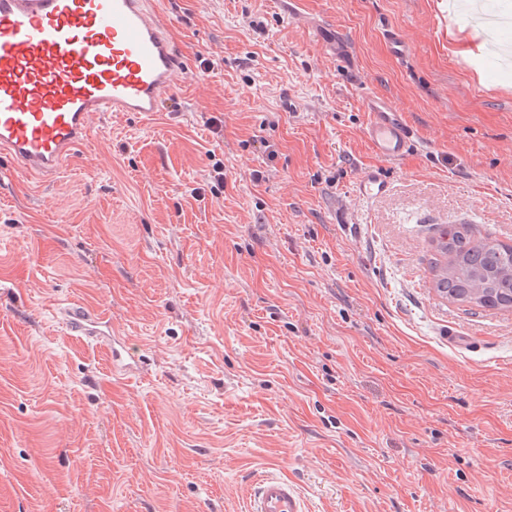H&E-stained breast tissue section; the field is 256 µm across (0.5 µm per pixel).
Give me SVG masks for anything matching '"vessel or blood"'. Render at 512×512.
I'll use <instances>...</instances> for the list:
<instances>
[{"label":"vessel or blood","instance_id":"b4317fda","mask_svg":"<svg viewBox=\"0 0 512 512\" xmlns=\"http://www.w3.org/2000/svg\"><path fill=\"white\" fill-rule=\"evenodd\" d=\"M187 61L151 0H0V157L29 175L62 172L87 139L95 112H157ZM364 136L376 155L398 160L412 147L401 112L383 95L363 99ZM389 184L366 173L357 193L373 198ZM81 336L101 335V315L60 310ZM247 512H306L296 482L259 477Z\"/></svg>","mask_w":512,"mask_h":512}]
</instances>
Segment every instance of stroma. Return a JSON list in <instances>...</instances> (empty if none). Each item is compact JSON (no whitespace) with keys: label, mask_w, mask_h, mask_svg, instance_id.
I'll return each instance as SVG.
<instances>
[{"label":"stroma","mask_w":512,"mask_h":512,"mask_svg":"<svg viewBox=\"0 0 512 512\" xmlns=\"http://www.w3.org/2000/svg\"><path fill=\"white\" fill-rule=\"evenodd\" d=\"M156 2L191 68L162 111L93 115L51 181L0 158V512H244L261 474L309 512H512V311L448 302L428 264L440 224L512 244V25L465 0ZM369 93L406 157L364 139ZM371 170L389 190L364 200ZM367 121L364 136L376 155L384 159L399 160L412 147V133L406 126L402 112L383 95L368 94L363 98ZM59 313L64 317L68 328L79 336H105L107 321L96 313H85L79 309L63 307Z\"/></svg>","instance_id":"obj_1"}]
</instances>
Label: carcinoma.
<instances>
[{
  "instance_id": "carcinoma-1",
  "label": "carcinoma",
  "mask_w": 512,
  "mask_h": 512,
  "mask_svg": "<svg viewBox=\"0 0 512 512\" xmlns=\"http://www.w3.org/2000/svg\"><path fill=\"white\" fill-rule=\"evenodd\" d=\"M435 288L482 311L512 310V245L470 224H442L435 233Z\"/></svg>"
}]
</instances>
